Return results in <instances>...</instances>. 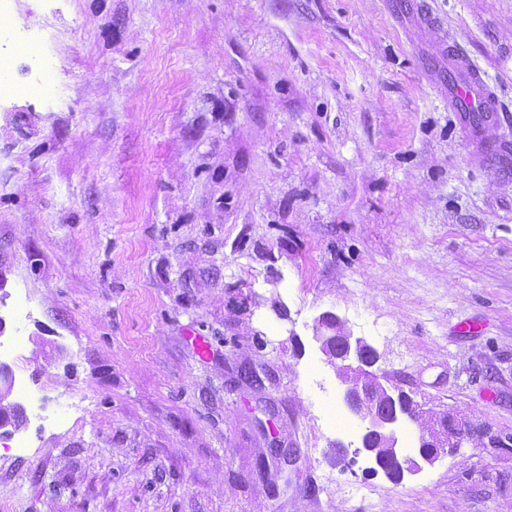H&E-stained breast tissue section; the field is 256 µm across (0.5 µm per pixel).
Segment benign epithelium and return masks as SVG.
<instances>
[{"mask_svg": "<svg viewBox=\"0 0 512 512\" xmlns=\"http://www.w3.org/2000/svg\"><path fill=\"white\" fill-rule=\"evenodd\" d=\"M344 348L336 358V371L341 373L344 385V401L350 411L365 424L364 437L378 440L389 448L380 453L375 446L362 442L356 453L366 455L373 463L372 471L382 472L389 480L403 479L404 474L432 465L447 448H458L463 433L456 417L448 414L434 418L429 432L419 437L418 456L405 454L399 446L398 430L401 423L419 413V405L410 393L398 385L384 381V377L373 370L376 361L366 359L372 348L361 337L344 333ZM381 393L393 403L388 416L377 414L372 398Z\"/></svg>", "mask_w": 512, "mask_h": 512, "instance_id": "1", "label": "benign epithelium"}]
</instances>
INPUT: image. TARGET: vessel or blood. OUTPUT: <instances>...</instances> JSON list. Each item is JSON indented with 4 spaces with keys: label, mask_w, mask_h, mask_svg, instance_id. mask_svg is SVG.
<instances>
[{
    "label": "vessel or blood",
    "mask_w": 512,
    "mask_h": 512,
    "mask_svg": "<svg viewBox=\"0 0 512 512\" xmlns=\"http://www.w3.org/2000/svg\"><path fill=\"white\" fill-rule=\"evenodd\" d=\"M451 59L459 77L449 90L451 103L459 111L472 147V156L479 163L501 168L512 167V142H486L483 131L488 123H501L506 114L494 88L483 73L471 66L459 49H452Z\"/></svg>",
    "instance_id": "b4317fda"
}]
</instances>
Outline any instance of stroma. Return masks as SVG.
<instances>
[{"mask_svg": "<svg viewBox=\"0 0 512 512\" xmlns=\"http://www.w3.org/2000/svg\"><path fill=\"white\" fill-rule=\"evenodd\" d=\"M428 2L439 28L396 0H11L0 512H512V447L371 473L319 342L512 435V171L472 160L442 52L512 113V0Z\"/></svg>", "mask_w": 512, "mask_h": 512, "instance_id": "1", "label": "stroma"}]
</instances>
